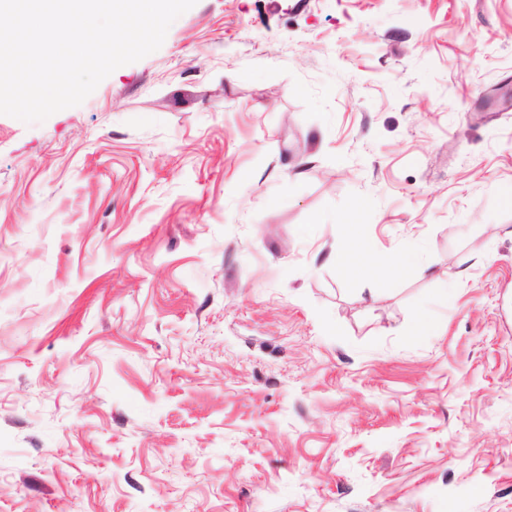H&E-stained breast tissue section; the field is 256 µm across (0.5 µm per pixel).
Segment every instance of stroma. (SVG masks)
Masks as SVG:
<instances>
[{"instance_id":"1","label":"stroma","mask_w":512,"mask_h":512,"mask_svg":"<svg viewBox=\"0 0 512 512\" xmlns=\"http://www.w3.org/2000/svg\"><path fill=\"white\" fill-rule=\"evenodd\" d=\"M510 187L512 0H197L0 115V512H512Z\"/></svg>"}]
</instances>
